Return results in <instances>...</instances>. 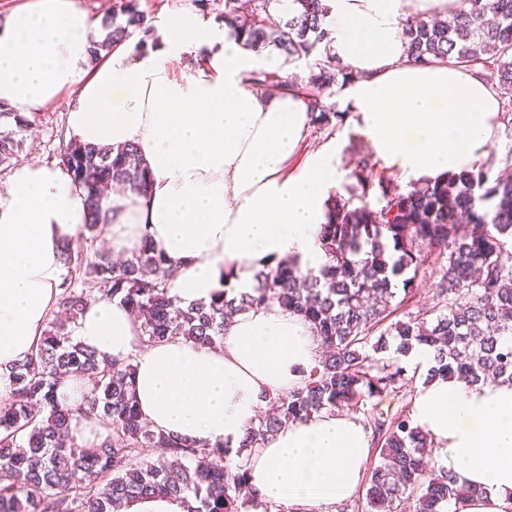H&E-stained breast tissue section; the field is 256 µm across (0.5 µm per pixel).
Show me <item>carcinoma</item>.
I'll use <instances>...</instances> for the list:
<instances>
[{
	"mask_svg": "<svg viewBox=\"0 0 512 512\" xmlns=\"http://www.w3.org/2000/svg\"><path fill=\"white\" fill-rule=\"evenodd\" d=\"M282 0H254L239 14L237 0H224L229 34L260 53L272 47L288 61L308 57L328 35L327 0H291V13L274 15ZM104 37L93 40L94 57L147 34L140 0H113L100 20ZM405 53L414 63L453 61L495 80L503 121L512 128V0H457L442 15L410 16L404 24ZM258 86L268 94L308 97L312 124L343 122L344 113L327 105L321 92L347 75L330 54L314 60L306 80L288 81L260 72ZM31 121L0 103V169L13 165L22 150L21 134ZM61 161L81 188L87 210L79 233L96 238L112 224L103 201L110 184L145 195L148 165L132 146L100 148L70 141ZM363 160L352 170L349 197H335L322 225L328 262L302 271L279 263L253 276L249 292L186 308L170 295L161 274L164 260L148 242L122 262L105 251L88 257L66 242V270L52 318L31 356L12 367L11 395L0 400V512H114L121 503L150 495L178 497L187 512H251L259 504L243 496L249 480L242 463H224L221 445L200 447L155 432L141 418L133 391V359L99 357L75 342L76 323L90 293L119 299L142 320L141 335L151 343L180 336L199 347L215 348L224 326L250 309L277 304L308 323L323 356L305 383L274 401V411L246 429L242 447L269 443L290 424L323 410L357 404L405 387L399 357L416 345L432 350L428 377L459 375L472 383L489 377L512 384V177L490 180L488 169L451 174L433 184L403 190L394 181L373 182ZM376 199L372 208L369 197ZM439 262L437 308L433 318L408 316L387 326L375 345L371 332L393 313L396 286L412 292L417 272L430 255ZM396 341L395 356L375 357ZM73 375L92 384L72 408L57 397L59 379ZM105 421L100 442L78 445L67 439L72 417ZM378 461L366 480L365 512H441L442 505L475 497L458 487L448 472L430 468L428 437L407 419L372 423ZM160 448L154 459L144 448Z\"/></svg>",
	"mask_w": 512,
	"mask_h": 512,
	"instance_id": "1",
	"label": "carcinoma"
}]
</instances>
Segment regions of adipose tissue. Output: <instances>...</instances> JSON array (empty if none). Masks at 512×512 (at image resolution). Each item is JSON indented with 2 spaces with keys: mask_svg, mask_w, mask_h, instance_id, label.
<instances>
[{
  "mask_svg": "<svg viewBox=\"0 0 512 512\" xmlns=\"http://www.w3.org/2000/svg\"><path fill=\"white\" fill-rule=\"evenodd\" d=\"M448 3L328 0L330 50L352 80L343 132L311 149L304 95H268L253 80L283 69V58L257 55L189 10L160 25L152 46L128 42L96 59L93 22L73 0H30L0 18V102L28 115L68 92L70 140L137 147L151 187L111 194L108 246L129 256L149 242L173 273L171 295L207 303L249 290L253 273L278 260L305 270L326 263L320 226L347 179L351 140L404 187L484 162L501 124L495 86L404 51L406 17ZM84 223L81 190L63 165H21L0 182V399L51 318L61 245ZM139 333L107 297L72 327L83 347L134 358L141 417L153 430L210 446L239 447L266 397L301 386L318 360L309 325L276 304L238 315L214 349L179 338L142 348ZM410 417L433 442L435 468L480 491L451 512H512L511 384L437 377L414 390ZM370 458L361 419L325 410L252 450L249 491L271 512H319L358 493Z\"/></svg>",
  "mask_w": 512,
  "mask_h": 512,
  "instance_id": "adipose-tissue-1",
  "label": "adipose tissue"
}]
</instances>
